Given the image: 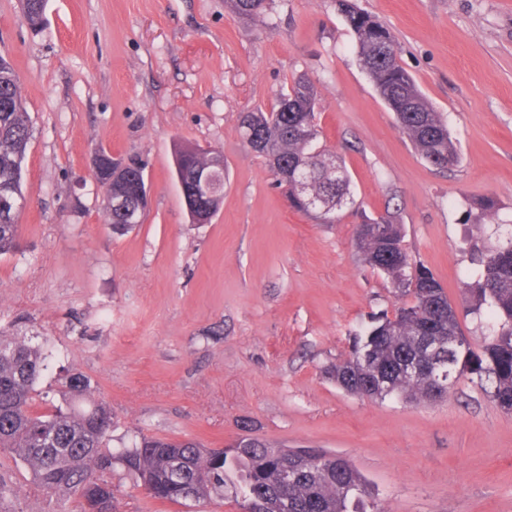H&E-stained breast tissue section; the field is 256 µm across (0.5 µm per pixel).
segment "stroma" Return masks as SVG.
I'll use <instances>...</instances> for the list:
<instances>
[{
    "label": "stroma",
    "instance_id": "1",
    "mask_svg": "<svg viewBox=\"0 0 512 512\" xmlns=\"http://www.w3.org/2000/svg\"><path fill=\"white\" fill-rule=\"evenodd\" d=\"M386 26L399 59L456 143L428 164L360 67L335 0H273L246 21L224 0H48L33 33L0 0V54L15 64L33 130L21 244L0 256V336L49 364L39 410L77 374L112 411L110 448L135 431L225 448L254 435L348 456L386 512H512V415L468 384L414 406L360 400L324 378L369 314L393 312L382 276L361 267L355 229L394 216L440 280L474 344L480 277L468 248L512 220V0H355ZM304 74L318 91L319 142L351 176L354 203L332 224L296 212L243 141L241 112L270 108ZM224 156V200L192 223L174 149ZM140 158L151 189L136 231L113 236L91 169L96 148ZM119 512H240L219 495L183 506L149 496L121 465ZM0 512H80L37 488L0 449Z\"/></svg>",
    "mask_w": 512,
    "mask_h": 512
}]
</instances>
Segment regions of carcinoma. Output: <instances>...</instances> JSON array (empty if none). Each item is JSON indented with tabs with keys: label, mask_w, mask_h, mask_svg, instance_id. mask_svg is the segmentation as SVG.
<instances>
[{
	"label": "carcinoma",
	"mask_w": 512,
	"mask_h": 512,
	"mask_svg": "<svg viewBox=\"0 0 512 512\" xmlns=\"http://www.w3.org/2000/svg\"><path fill=\"white\" fill-rule=\"evenodd\" d=\"M273 0H225L239 17L267 14ZM29 26L37 31L44 21L46 0H20ZM338 8L355 35L359 61L399 127L417 153L432 166L447 169L459 162L441 113L429 103L413 77L397 62L398 47L390 31L352 0H337ZM317 89L304 74L295 76L268 111L254 109L239 116L241 136L262 157L288 190L291 207L315 214L327 223L350 203V177L343 162L318 146ZM31 138L26 110L13 64L0 56V187L22 197L23 165ZM217 151L194 147L175 149V176L189 182L195 169ZM108 157L101 159L95 181L104 194L122 196L137 204L145 164L130 159L121 177L111 179ZM192 220L212 218L223 195L198 202L183 197ZM112 233L123 236L137 228L124 223V214L104 206ZM21 227L14 218L0 223V255L18 247ZM488 241L479 255L483 280L473 289L474 314L486 313L489 334L474 348L462 331L445 288L432 271L415 260L403 244L402 225L387 215L366 221L356 229L358 256L363 265L380 272L393 289L398 305L393 316L375 317L355 335L349 352L322 367V373L350 396L384 402L398 399L414 405L430 404L448 395L460 383L477 388L498 407L512 410V224H485ZM439 336L445 350L437 356L438 371L446 373L447 388L435 395L428 377H408L406 362L422 351L423 339ZM44 369L40 350L17 339L0 336V449L10 451L29 470L43 490L75 494L82 502H109L113 493L99 480L121 464L134 474L156 500L188 505L214 494L235 501L241 512H276L281 474L285 466L300 473L290 492L289 512H384L367 481L347 458L314 448H281L257 437H241L217 456L191 440L137 435L133 447L114 453L108 448L112 412L88 391L79 376L67 377L73 397L38 412L35 386ZM182 461L183 482L171 469Z\"/></svg>",
	"instance_id": "carcinoma-1"
}]
</instances>
